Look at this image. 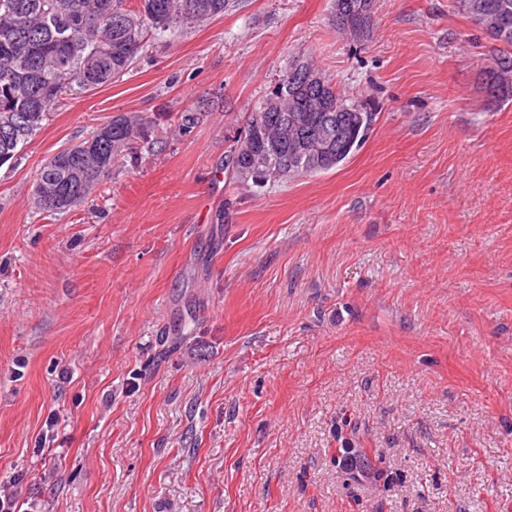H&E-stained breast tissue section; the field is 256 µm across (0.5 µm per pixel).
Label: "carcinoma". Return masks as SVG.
Segmentation results:
<instances>
[{
	"label": "carcinoma",
	"instance_id": "1",
	"mask_svg": "<svg viewBox=\"0 0 512 512\" xmlns=\"http://www.w3.org/2000/svg\"><path fill=\"white\" fill-rule=\"evenodd\" d=\"M0 0V166L12 161L71 96L106 87L134 65L151 39L190 29L224 15L228 0ZM336 30L364 24L351 10L358 0H339ZM484 72L491 95L512 97V37L497 40ZM313 61L298 58L279 75L224 156V173L241 188L258 192L300 176L331 170L361 147L376 121L354 95L326 79L308 78ZM202 111L179 112L175 130L186 136L204 120ZM157 121L123 112L63 148L38 173L35 199L51 215L88 203L112 170L141 149L163 146ZM91 144V153L83 146ZM262 153L266 164L251 167Z\"/></svg>",
	"mask_w": 512,
	"mask_h": 512
}]
</instances>
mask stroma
Here are the masks:
<instances>
[{"mask_svg": "<svg viewBox=\"0 0 512 512\" xmlns=\"http://www.w3.org/2000/svg\"><path fill=\"white\" fill-rule=\"evenodd\" d=\"M230 0L0 167V500L12 512H512V99L456 0ZM311 56L377 121L260 192L224 156ZM209 102L187 136L175 113ZM122 112L166 146L88 203L40 167ZM357 448L367 482L338 465ZM21 483H14L15 475ZM341 2L342 6H344V9L340 8L338 12H332V21L333 25L335 26L336 30H338L340 33L343 34V32L350 26L353 25H360V23L363 21L365 27L368 29V35L366 38L360 40L363 41L367 39L370 35L372 26H373V18L371 15L369 17H365L364 20L361 19L360 15L363 14H369L373 11V3L376 2V0H370V1H358V0H337ZM360 2V3H358ZM358 3V4H357ZM357 5V11L360 15H358L355 11L353 12L351 10V5Z\"/></svg>", "mask_w": 512, "mask_h": 512, "instance_id": "35a3bbf8", "label": "stroma"}]
</instances>
